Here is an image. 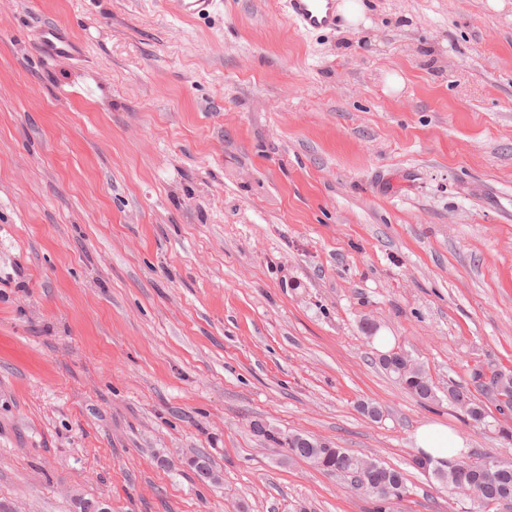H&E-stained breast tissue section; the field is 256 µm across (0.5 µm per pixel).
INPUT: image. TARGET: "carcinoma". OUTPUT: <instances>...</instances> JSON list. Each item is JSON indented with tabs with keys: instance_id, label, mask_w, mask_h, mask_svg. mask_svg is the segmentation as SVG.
I'll return each instance as SVG.
<instances>
[{
	"instance_id": "1",
	"label": "carcinoma",
	"mask_w": 512,
	"mask_h": 512,
	"mask_svg": "<svg viewBox=\"0 0 512 512\" xmlns=\"http://www.w3.org/2000/svg\"><path fill=\"white\" fill-rule=\"evenodd\" d=\"M378 362L383 370L419 400L425 402L437 400L436 386L428 372L417 363L408 362V355L405 353H383L379 356ZM493 377L497 380V388L493 393L487 392V395L495 402L502 396L505 398V403L512 405V375L495 372ZM448 398L465 408L472 420L485 421L487 417L485 407L476 401L470 391L452 386L448 388ZM288 452L326 473L342 475L356 473L361 469L372 471L365 481H352L350 486L356 492L373 500L376 512H383L384 505L374 493V483L379 481L387 483L395 490L396 498H401L409 492L401 471L374 460L352 455L344 448H311L307 443L296 440L288 444ZM488 465L489 473L486 474L471 468L464 458L452 457L448 459V465L439 469L434 479L441 487L448 489L450 494H460L464 490L471 492L477 509L482 512L502 496H512V463L490 460Z\"/></svg>"
}]
</instances>
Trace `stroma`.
Wrapping results in <instances>:
<instances>
[{
	"mask_svg": "<svg viewBox=\"0 0 512 512\" xmlns=\"http://www.w3.org/2000/svg\"><path fill=\"white\" fill-rule=\"evenodd\" d=\"M502 2L364 0L360 25L304 32L283 0H0V503L372 512L258 420L403 472L387 512H476L413 435L512 461V411L479 426L448 399L512 372ZM43 26L84 56L45 57ZM408 358L403 352H387L379 356L378 362L383 370L420 401L437 400L436 386L428 372L414 361L408 363Z\"/></svg>",
	"mask_w": 512,
	"mask_h": 512,
	"instance_id": "obj_1",
	"label": "stroma"
}]
</instances>
